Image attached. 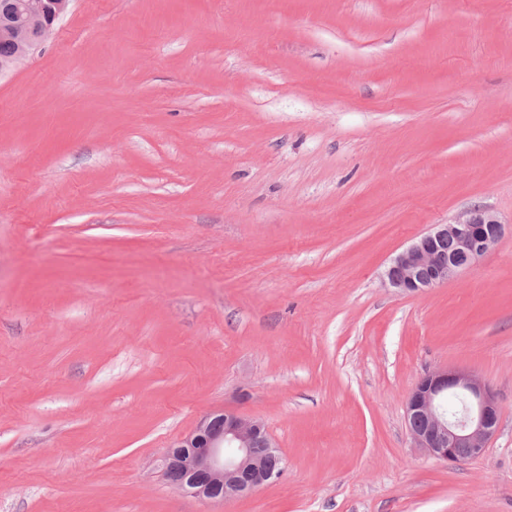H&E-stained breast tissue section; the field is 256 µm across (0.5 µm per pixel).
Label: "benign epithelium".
Returning <instances> with one entry per match:
<instances>
[{
  "instance_id": "7a95c632",
  "label": "benign epithelium",
  "mask_w": 512,
  "mask_h": 512,
  "mask_svg": "<svg viewBox=\"0 0 512 512\" xmlns=\"http://www.w3.org/2000/svg\"><path fill=\"white\" fill-rule=\"evenodd\" d=\"M73 0H0V41L13 52L0 57V75L24 64L54 33ZM504 224L472 209L448 224H436L398 252L385 283L398 294H423L448 282L487 256ZM415 447L444 464L481 457L497 432L495 393L477 374L437 368L424 374L406 402ZM263 441L267 454L254 452ZM164 467L169 482L197 497L226 501L278 479L284 459L262 422L233 410L205 415L187 436L174 441Z\"/></svg>"
}]
</instances>
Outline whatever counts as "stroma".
<instances>
[{"label":"stroma","mask_w":512,"mask_h":512,"mask_svg":"<svg viewBox=\"0 0 512 512\" xmlns=\"http://www.w3.org/2000/svg\"><path fill=\"white\" fill-rule=\"evenodd\" d=\"M474 207L486 258L384 286ZM440 367L480 459L414 446ZM224 407L285 469L204 501L164 457ZM0 512H512V0H74L0 77ZM504 227L483 209L466 211L448 224H435L391 259L385 283L397 294H423L438 288L487 256ZM461 408L449 412L448 401ZM416 448L444 464L481 457L497 432L499 407L495 393L474 372L456 368L428 371L410 391L406 402Z\"/></svg>","instance_id":"35a3bbf8"}]
</instances>
